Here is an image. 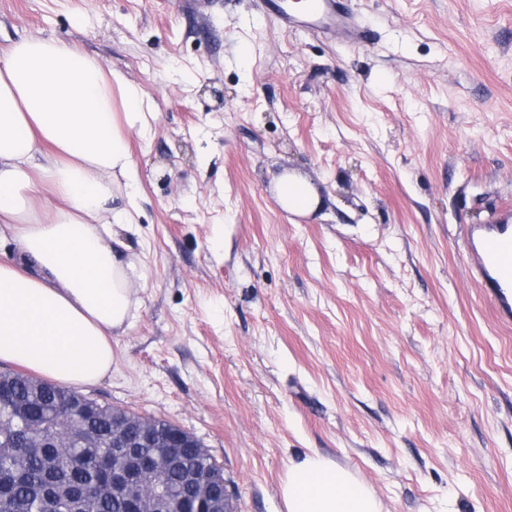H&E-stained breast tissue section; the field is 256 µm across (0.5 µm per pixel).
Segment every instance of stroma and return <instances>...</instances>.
Returning <instances> with one entry per match:
<instances>
[{"label": "stroma", "mask_w": 512, "mask_h": 512, "mask_svg": "<svg viewBox=\"0 0 512 512\" xmlns=\"http://www.w3.org/2000/svg\"><path fill=\"white\" fill-rule=\"evenodd\" d=\"M344 2L363 43L261 0H0L1 47L71 42L154 106L141 307L83 393L192 433L235 512H284L312 452L381 512H512V322L465 249L512 206V0ZM279 201L288 211L306 213L314 207V197L310 188L303 182L285 178L279 185Z\"/></svg>", "instance_id": "stroma-1"}]
</instances>
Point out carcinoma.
<instances>
[{
    "mask_svg": "<svg viewBox=\"0 0 512 512\" xmlns=\"http://www.w3.org/2000/svg\"><path fill=\"white\" fill-rule=\"evenodd\" d=\"M69 393L46 381L18 372L0 374V512H70L72 498L82 512H146L161 504L157 484L180 512H194L195 487L185 473L208 482L218 507L224 506V472L196 440L189 437L174 449L180 465L162 476L143 475L129 497L112 496L109 471L118 464L108 442L114 408L104 406L87 416L73 414ZM52 438L57 448H44ZM74 456L63 464L59 455Z\"/></svg>",
    "mask_w": 512,
    "mask_h": 512,
    "instance_id": "carcinoma-1",
    "label": "carcinoma"
}]
</instances>
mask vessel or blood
I'll use <instances>...</instances> for the list:
<instances>
[{
    "instance_id": "1",
    "label": "vessel or blood",
    "mask_w": 512,
    "mask_h": 512,
    "mask_svg": "<svg viewBox=\"0 0 512 512\" xmlns=\"http://www.w3.org/2000/svg\"><path fill=\"white\" fill-rule=\"evenodd\" d=\"M284 26L304 24L321 32L341 30L354 41L361 32L341 7V0H267ZM466 253L469 270L495 310L504 319L512 318V221L494 224H470L466 227Z\"/></svg>"
}]
</instances>
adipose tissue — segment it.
Segmentation results:
<instances>
[{"mask_svg": "<svg viewBox=\"0 0 512 512\" xmlns=\"http://www.w3.org/2000/svg\"><path fill=\"white\" fill-rule=\"evenodd\" d=\"M150 103L125 76L75 45L21 38L0 49V360L68 385L112 369V338L140 307L143 267L123 259L140 172L125 128L148 135ZM285 512H380L374 493L319 453L291 463Z\"/></svg>", "mask_w": 512, "mask_h": 512, "instance_id": "obj_1", "label": "adipose tissue"}]
</instances>
